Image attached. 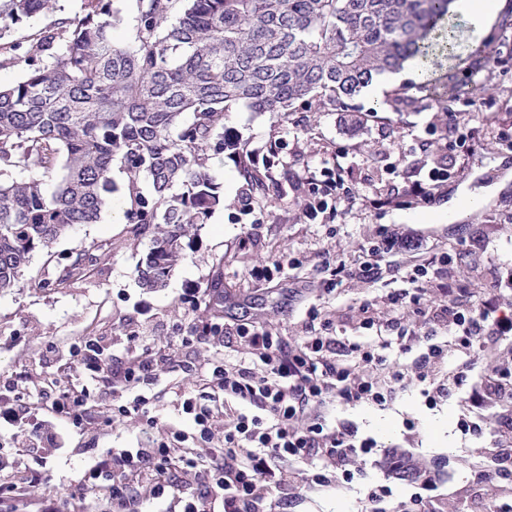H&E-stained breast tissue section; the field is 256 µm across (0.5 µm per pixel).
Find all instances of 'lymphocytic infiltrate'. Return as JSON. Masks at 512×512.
<instances>
[{
    "label": "lymphocytic infiltrate",
    "mask_w": 512,
    "mask_h": 512,
    "mask_svg": "<svg viewBox=\"0 0 512 512\" xmlns=\"http://www.w3.org/2000/svg\"><path fill=\"white\" fill-rule=\"evenodd\" d=\"M438 323L459 346L480 351L484 328H512L510 317L452 304L444 305ZM231 337L240 346L237 363L215 359L201 366L207 392L180 396L183 413L193 421L190 429H169L149 448L101 449L78 479V489L105 491L112 512H145L143 486L153 498L173 497L180 512H280V493L305 481L303 465L323 459L347 479L350 456L368 455L377 446L353 426L326 427L322 408L335 402L383 407L398 391L419 383L434 404L454 395L461 382L460 374L444 372L447 351L441 343L428 344L411 372H393L384 382L373 374L386 362L380 348L348 346L317 331L293 340L269 326L229 332L224 323L210 321L194 324L181 344L195 348ZM167 360L161 350L145 346L117 363L91 340L75 361V382L47 380L32 387L8 377L0 380V396L35 400L75 420L108 397L113 420L145 416ZM185 471L194 473L202 493L185 492Z\"/></svg>",
    "instance_id": "obj_1"
}]
</instances>
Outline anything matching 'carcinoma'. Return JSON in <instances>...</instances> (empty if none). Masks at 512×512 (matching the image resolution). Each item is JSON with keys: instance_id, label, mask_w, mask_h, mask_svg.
<instances>
[{"instance_id": "cac0c4a2", "label": "carcinoma", "mask_w": 512, "mask_h": 512, "mask_svg": "<svg viewBox=\"0 0 512 512\" xmlns=\"http://www.w3.org/2000/svg\"><path fill=\"white\" fill-rule=\"evenodd\" d=\"M0 0V70L23 67L0 85V292L23 286L35 251L107 204L114 164L125 175L126 223L149 237L137 266L141 287L166 285L198 227L224 206L209 173L212 154L236 146L224 136L229 108L242 104L276 121L333 109L350 132L365 117L352 101L378 75L416 61L430 79L394 93V111L439 112L471 105L490 75L459 77L486 61L483 45L457 53L453 0H134V35L112 38V0ZM48 22L24 41L4 40L25 18ZM251 187L267 176L239 159ZM151 185L145 194L143 183ZM92 242L67 257L63 282L96 259ZM393 470L418 480L403 457Z\"/></svg>"}]
</instances>
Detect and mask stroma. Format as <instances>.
Wrapping results in <instances>:
<instances>
[{"label":"stroma","mask_w":512,"mask_h":512,"mask_svg":"<svg viewBox=\"0 0 512 512\" xmlns=\"http://www.w3.org/2000/svg\"><path fill=\"white\" fill-rule=\"evenodd\" d=\"M512 12L503 0L498 16L481 29L464 11H457L459 53L484 44L497 95L473 105L456 106L451 115L433 110L394 112L388 99L402 81L378 78L356 100L370 117L360 134H347L335 111L307 112L302 126L279 123L269 115L233 106L224 123L226 138L244 152L267 163L266 192L249 190L238 165L228 154L214 156L210 173L224 192L217 209L186 249L165 288H140L136 268L149 240L134 237L116 202L125 199V177L113 171L114 188L98 223L76 226L49 248L36 251L21 290L0 293V374L38 384L61 382L75 374L72 362L45 356L47 344L61 353L93 338L102 340L113 359H124L132 331L149 329L153 344L179 354L180 337L189 335L196 320L227 324L263 323L292 336L304 333L306 312L329 322L339 339L363 346L381 343L376 328L391 318L420 328L410 307H389L388 293L402 288V271L447 256L454 285L467 288L460 305L496 308L512 316V29L502 26ZM344 168V188L334 214L309 219L312 199L308 178L324 164ZM425 185L426 194L415 191ZM479 193L482 204L458 220L448 218L459 198ZM392 198L388 207L372 205L377 195ZM250 197L243 209L242 197ZM98 243L99 259L81 278L66 287L52 284L63 257ZM377 245L388 268L378 282L354 277ZM223 268H216V259ZM281 264L273 280L255 282L253 267ZM350 269L336 288H329L336 265ZM205 292L206 301L189 310L184 295ZM447 368L463 375L458 395L429 406L419 389L398 393L386 409L339 405L330 409V425L352 424L374 438L381 453L352 463L351 489L312 486L291 492L285 512H365L370 486H388L386 512H406L410 500L425 496L435 512H490L512 501V479L494 475L501 449H512V402L485 398L487 359H476L449 346ZM182 372L164 374L151 414L158 426L190 428L174 386ZM12 410L31 416L43 432L52 434L57 450L48 478L20 501H0V512H37V500L57 498L73 485L93 448H142L146 421L135 417L105 425L111 401H103L81 423L36 408L28 401ZM477 423L464 431L463 422ZM401 454L420 466L445 464V475L429 486L395 478L390 457Z\"/></svg>","instance_id":"35a3bbf8"}]
</instances>
